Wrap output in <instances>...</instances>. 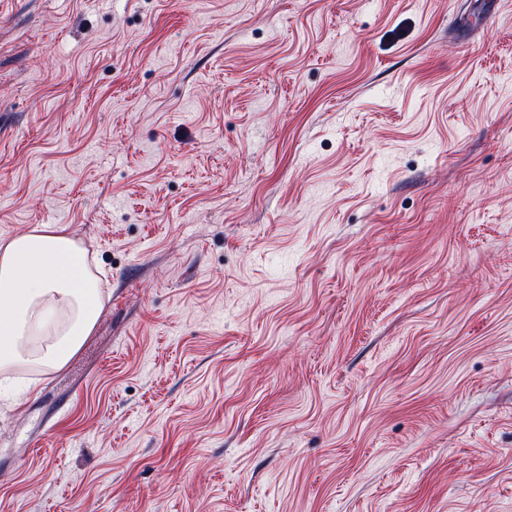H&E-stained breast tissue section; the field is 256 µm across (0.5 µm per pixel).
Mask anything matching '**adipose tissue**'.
Listing matches in <instances>:
<instances>
[{"label":"adipose tissue","instance_id":"adipose-tissue-1","mask_svg":"<svg viewBox=\"0 0 512 512\" xmlns=\"http://www.w3.org/2000/svg\"><path fill=\"white\" fill-rule=\"evenodd\" d=\"M103 291L86 252L54 224L0 240V367L21 359L31 338H43L35 359L62 367L90 333Z\"/></svg>","mask_w":512,"mask_h":512}]
</instances>
